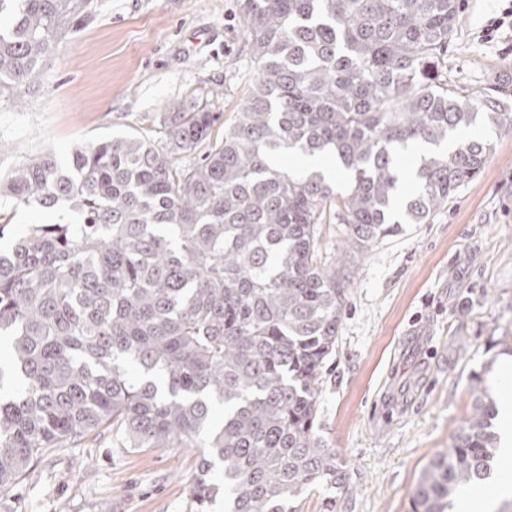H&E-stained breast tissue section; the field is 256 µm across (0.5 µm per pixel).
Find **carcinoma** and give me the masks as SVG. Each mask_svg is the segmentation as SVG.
<instances>
[{
    "mask_svg": "<svg viewBox=\"0 0 512 512\" xmlns=\"http://www.w3.org/2000/svg\"><path fill=\"white\" fill-rule=\"evenodd\" d=\"M255 63L224 137L223 113L189 98L146 135L46 153L0 177V494L30 463L105 430L128 448H197L193 512H298L341 488L346 464L315 432L336 353L347 262L424 224L476 179L512 125V77L479 93L439 70L459 0H241ZM93 0H0V103L42 80ZM206 143L185 167L180 156ZM423 145L415 187L401 161ZM336 158L342 190L292 156ZM52 220L14 231L13 213ZM343 224L347 262L322 257ZM222 421L213 423L215 408ZM497 401L481 390L451 448L414 490L413 512H449L489 478ZM337 222L336 219H331L329 223L327 221L326 224H322L321 232L327 260L335 259V257L338 260L341 255L344 256L342 253L343 235L341 233L343 226L337 224Z\"/></svg>",
    "mask_w": 512,
    "mask_h": 512,
    "instance_id": "obj_1",
    "label": "carcinoma"
}]
</instances>
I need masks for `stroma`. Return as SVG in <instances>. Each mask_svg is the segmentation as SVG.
<instances>
[{"label":"stroma","mask_w":512,"mask_h":512,"mask_svg":"<svg viewBox=\"0 0 512 512\" xmlns=\"http://www.w3.org/2000/svg\"><path fill=\"white\" fill-rule=\"evenodd\" d=\"M502 7L462 0L440 63L449 82L479 92L512 71V26L484 35ZM254 74L239 0H98L40 86L0 105V174L80 143L155 135L166 105L189 96L230 125ZM459 137L493 140L481 175L351 269L316 428L348 479L305 495L299 512H326L331 497L335 512H412L424 468L471 410L474 376L512 399V381L489 369L512 338V126ZM198 461L195 448L128 450L105 433L35 461L0 512H189Z\"/></svg>","instance_id":"35a3bbf8"}]
</instances>
